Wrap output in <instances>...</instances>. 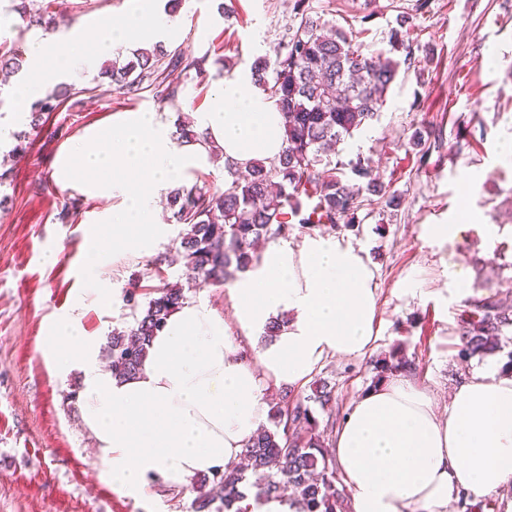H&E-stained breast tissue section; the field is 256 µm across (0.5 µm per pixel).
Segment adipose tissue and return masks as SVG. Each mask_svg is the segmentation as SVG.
Listing matches in <instances>:
<instances>
[{"label": "adipose tissue", "instance_id": "ef3b65f1", "mask_svg": "<svg viewBox=\"0 0 512 512\" xmlns=\"http://www.w3.org/2000/svg\"><path fill=\"white\" fill-rule=\"evenodd\" d=\"M176 24L173 15L151 12L118 26L104 22L92 41L37 33L27 78L12 89L17 109L0 116V136L24 122L47 82L92 70L102 57ZM195 128L203 140L185 143L158 113L122 112L87 127L53 162L61 189L105 207L85 231L82 286L69 311L50 322L42 353L60 377L81 373V424L102 477L135 501L236 463L266 418L268 386L304 387L327 356L365 355L378 335V288L367 257L343 238L311 234L296 246L269 244L258 264L226 284L231 319L207 301H186L153 336L134 377L103 367L105 338L89 334L84 315L117 302L109 268L164 242L159 204L169 191L191 186L194 171L209 168L211 147L242 169L282 151L280 108L248 73L216 83ZM283 312L288 325L248 361L234 334L260 337ZM331 452L353 512H448L462 494L479 499L512 484V378L488 362L453 390L442 413L414 377L394 374L354 400Z\"/></svg>", "mask_w": 512, "mask_h": 512}]
</instances>
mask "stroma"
<instances>
[{
	"instance_id": "obj_1",
	"label": "stroma",
	"mask_w": 512,
	"mask_h": 512,
	"mask_svg": "<svg viewBox=\"0 0 512 512\" xmlns=\"http://www.w3.org/2000/svg\"><path fill=\"white\" fill-rule=\"evenodd\" d=\"M142 0H49L64 16L56 32L94 36L102 19L121 21ZM232 7L223 17L220 6ZM294 0H183L171 32L149 35L167 49L202 59L205 77L181 75V92L159 106L151 91L132 96L101 84L97 72L71 78L76 95L50 113L26 153L0 187V512H193L192 496L164 492L134 502L100 476L92 438L83 429L75 394L77 376L61 379L40 345L47 324L69 310L80 286L77 262L87 224L101 201L61 190L52 178L60 145L84 127L118 112H157L173 127L206 111L216 82L272 56L294 22ZM312 17L352 33L364 55L412 54L400 70L377 120L339 146L346 162L368 159L373 178L395 195L366 202L359 224L335 232L364 250L378 285V338L369 356L328 357L319 378L334 388L331 411L344 417L351 401L371 386L374 359L401 349L413 356L415 376L446 404L449 389L485 360L461 359L459 318L471 299L494 288L512 305V0H310ZM369 23H362V16ZM407 32L410 50L392 49V30ZM439 136L427 166L408 140L416 130ZM465 223L463 243L430 239L432 224ZM59 249L56 263L44 261ZM150 256L115 266L117 288L137 287L139 303L157 289L186 284L181 265L154 268Z\"/></svg>"
}]
</instances>
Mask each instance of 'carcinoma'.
<instances>
[{
	"label": "carcinoma",
	"instance_id": "1",
	"mask_svg": "<svg viewBox=\"0 0 512 512\" xmlns=\"http://www.w3.org/2000/svg\"><path fill=\"white\" fill-rule=\"evenodd\" d=\"M26 21V29L53 31L58 20L35 0H20L12 6ZM309 0H295L297 23L281 40L273 58L252 67L254 82L276 99L285 114L284 146L277 159L256 160L247 174L224 167V188L211 190L193 185L170 196L169 206L176 224L186 226L176 257L187 279L202 283H225L234 273L244 272L260 260L261 241L288 235L294 225L313 230L334 227L343 220L358 222L363 195L384 197L386 186L370 182L353 186L336 174L332 155L353 131L377 117L401 64H411L412 50L405 46L404 60L367 57L355 49L346 33L328 29L309 14ZM24 51L18 41H0V71L17 72ZM204 70L180 49L162 45L140 48L133 59L107 62L100 78L124 94L153 90L161 103L173 102L181 92L171 79L176 71ZM74 88L39 98L30 106V131L17 133L14 154L26 151L30 133H39L44 117L58 109ZM389 196V195H387ZM394 201V196H389ZM186 300L183 289L164 288L149 299L134 325L112 333L109 362L119 378L135 375L146 357L150 339L161 330L172 312ZM460 354L466 358L486 355L499 348L504 329L512 327V308L505 307L497 293L475 299L461 315ZM414 360L396 349L375 362V383L398 372H410ZM333 401L324 382L312 393L294 398L282 391L272 421L274 429L262 430L244 449L246 464L228 466L222 472L193 482L195 512H211L220 502L222 512H251L249 489L254 502L282 498L295 512H346L345 499L334 485L335 471L325 451L324 432L310 403L325 407Z\"/></svg>",
	"mask_w": 512,
	"mask_h": 512
}]
</instances>
